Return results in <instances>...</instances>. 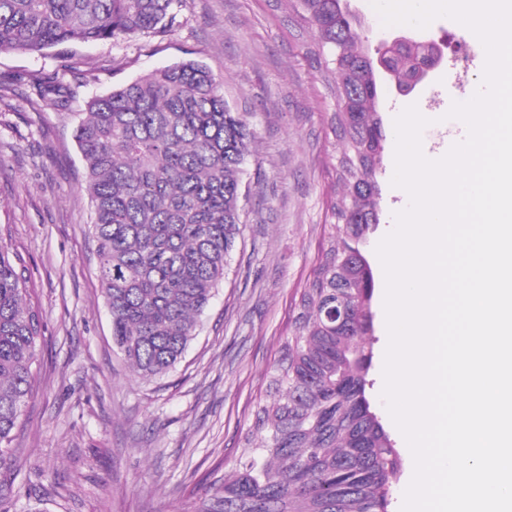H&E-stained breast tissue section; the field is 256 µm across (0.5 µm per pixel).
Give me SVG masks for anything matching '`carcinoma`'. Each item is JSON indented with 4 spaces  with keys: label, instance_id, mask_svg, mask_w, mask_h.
Returning a JSON list of instances; mask_svg holds the SVG:
<instances>
[{
    "label": "carcinoma",
    "instance_id": "carcinoma-1",
    "mask_svg": "<svg viewBox=\"0 0 512 512\" xmlns=\"http://www.w3.org/2000/svg\"><path fill=\"white\" fill-rule=\"evenodd\" d=\"M180 0H0V54L70 43L165 34ZM314 38L339 57L332 128L340 193L312 280L271 365L274 392L253 410L254 432L235 467L190 512H390L400 471L395 441L367 389L374 277L362 250L380 223L384 137L375 108L382 75L408 89L435 63L433 43L371 54L343 0H290ZM37 95L66 109L70 86L53 78ZM86 162L99 282L112 343L137 377L169 373L224 280L242 224L243 165L255 141L210 69L185 60L95 97L77 114ZM27 266L0 241V468L33 397L40 312L26 299Z\"/></svg>",
    "mask_w": 512,
    "mask_h": 512
}]
</instances>
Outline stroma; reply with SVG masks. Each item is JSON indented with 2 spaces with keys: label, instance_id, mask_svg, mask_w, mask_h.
<instances>
[{
  "label": "stroma",
  "instance_id": "stroma-1",
  "mask_svg": "<svg viewBox=\"0 0 512 512\" xmlns=\"http://www.w3.org/2000/svg\"><path fill=\"white\" fill-rule=\"evenodd\" d=\"M349 5L365 22L370 48L392 34L443 48L442 63L411 94L397 93L388 78L378 83L386 139L380 222L366 244L375 277L370 399L400 454L391 506L400 512L413 459L381 398L388 335L384 274L374 255L394 227V212L407 205L391 184L393 120L417 105L433 117L423 150H448L444 116L479 87L483 46L448 18L424 29L386 27L369 0ZM180 16V26L163 37L0 54V239L25 259L29 299L44 322L34 396L11 444L16 464L0 469V512H187L231 469L290 332L292 296L321 258L338 190L330 129L336 100L326 80L331 50L314 43L288 0H181ZM461 47L469 56L464 70L454 61ZM186 59L210 68L256 143L226 276L181 361L146 381L112 346L73 115L93 97ZM54 76L73 90L64 112L34 90Z\"/></svg>",
  "mask_w": 512,
  "mask_h": 512
}]
</instances>
